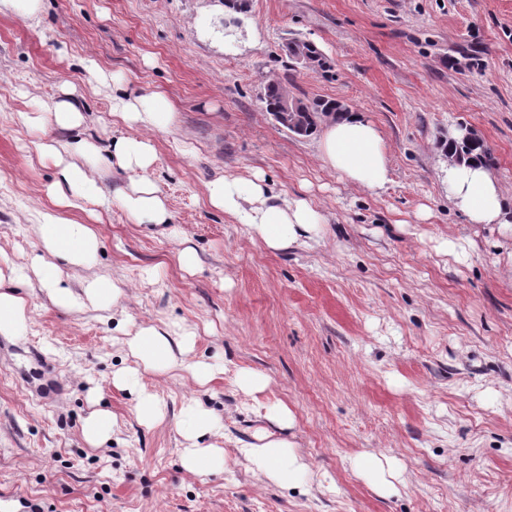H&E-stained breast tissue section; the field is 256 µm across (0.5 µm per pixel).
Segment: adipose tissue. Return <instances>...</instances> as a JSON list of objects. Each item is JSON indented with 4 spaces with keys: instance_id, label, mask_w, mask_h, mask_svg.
I'll return each instance as SVG.
<instances>
[{
    "instance_id": "adipose-tissue-1",
    "label": "adipose tissue",
    "mask_w": 512,
    "mask_h": 512,
    "mask_svg": "<svg viewBox=\"0 0 512 512\" xmlns=\"http://www.w3.org/2000/svg\"><path fill=\"white\" fill-rule=\"evenodd\" d=\"M111 116L129 127L166 131L174 122L175 112L167 95L156 91L142 97H113ZM20 119L47 134V141L38 147L40 159L57 168L56 179L45 190L49 204L38 212L36 242L29 257L41 290L65 312L88 304L106 312L120 306L126 292L116 279L93 275L83 279L77 290L63 278V267L90 268L98 253V234L92 225L82 223L79 215L87 205L105 208L116 199L137 223L165 224L170 214L162 197L153 185L140 181L120 192L118 198H111L95 177L96 145L85 140L61 145L52 139V132H68L82 123L81 112L72 104L62 102L48 112H24ZM111 148L118 166L127 172L146 170L156 159L151 141L133 134L116 138ZM319 149L325 166L354 185L378 192L390 181L383 139L375 125L360 114L343 112L327 119ZM447 181L449 200L468 215L472 224H512V210L505 207L499 183L483 163L449 164ZM205 200L210 207L246 225L272 251L288 249L319 231L320 216L310 201L298 198L283 206L268 203L265 187L258 181L215 178L206 185ZM28 323V295L0 279V334L25 336ZM195 336V330L186 325L167 323L139 326L134 335L127 337L125 346L133 365L115 372L112 383L134 393L133 412L140 424L153 426L167 415L165 402L143 383L144 375L178 370L199 385L210 381V365L191 357ZM268 419L277 426V433H261L255 442L240 446L238 453L252 471L272 483L296 487L305 476L307 464L295 443L284 436L294 427L295 417L280 405L270 410ZM175 427L184 440L181 464L185 470L201 479L223 471V449L200 444L202 438L220 431L211 410L187 401L175 418Z\"/></svg>"
}]
</instances>
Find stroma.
<instances>
[{"label": "stroma", "instance_id": "1", "mask_svg": "<svg viewBox=\"0 0 512 512\" xmlns=\"http://www.w3.org/2000/svg\"><path fill=\"white\" fill-rule=\"evenodd\" d=\"M226 18L224 0H44L34 21L0 12V248L15 264L28 262L30 214L57 174L20 112L74 87L82 134L101 146L129 132L110 93L160 90L176 112L170 130L150 132L156 160L141 174L170 222L98 211L95 265L64 271L74 287L92 272L122 280L130 300L68 313L28 285L26 336L0 334V497L41 512H512V231L475 228L450 205L445 157L459 125L474 129L512 206V0H251L229 35ZM292 38L315 43L332 77L294 67ZM272 78L372 121L387 188L342 181L316 136L281 129L261 100ZM219 176L261 177L276 204L310 199L318 235L267 249L206 205ZM181 241L196 273L172 257ZM170 321L195 327L192 356L215 376L200 386L180 371L147 375L168 410L147 427L112 375L132 364L125 334ZM243 368L269 389L240 391ZM95 387L118 426L91 449L80 428ZM189 397L223 425L208 442L225 470L204 480L180 461L174 418ZM279 403L309 466L290 489L236 453L271 430L265 414ZM362 452L397 461L389 491L355 470Z\"/></svg>", "mask_w": 512, "mask_h": 512}]
</instances>
